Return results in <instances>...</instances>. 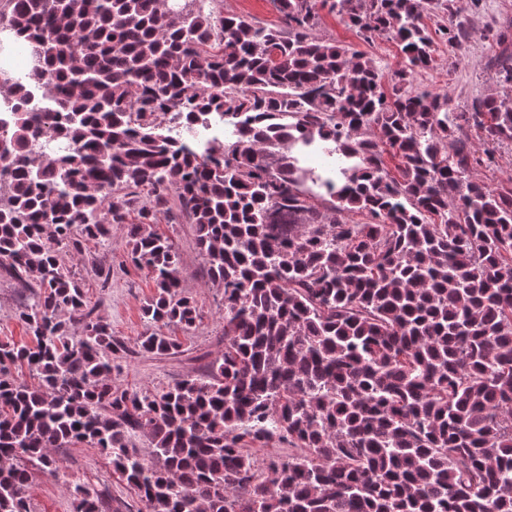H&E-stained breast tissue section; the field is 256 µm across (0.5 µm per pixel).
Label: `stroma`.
Segmentation results:
<instances>
[{"instance_id":"1","label":"stroma","mask_w":512,"mask_h":512,"mask_svg":"<svg viewBox=\"0 0 512 512\" xmlns=\"http://www.w3.org/2000/svg\"><path fill=\"white\" fill-rule=\"evenodd\" d=\"M511 19L512 0H482L480 8L471 16L472 38L458 62L449 64L447 43L436 39L435 65L414 74L413 88L448 90L459 105L470 103L478 96L499 93L500 87L491 70L499 48L487 38L486 30L494 23ZM320 32L338 44L365 51L385 69L394 70L402 65L394 42L387 39L363 42L335 15L323 14ZM158 229L174 239L181 255V290L194 300L202 315L190 335H182L178 328H169V335L179 337L182 342V352L176 356H157L141 352L139 348L142 336L148 331L141 309L154 295L155 288L147 270L127 260L121 231H113L111 247L86 240L79 250L62 256L63 263L78 274L89 306L95 307L97 314L110 324L113 336L128 348L129 354L123 359L120 370L113 373L112 382L130 391L165 387L196 375L224 348V291L206 278L194 225L162 223ZM104 272L109 273V280H101ZM30 297L28 283L0 270V340L18 344L29 342L18 312ZM60 456L62 469L58 475L39 469L32 472L28 494L33 512H71L74 490L78 487L99 494L107 512H112L119 503L137 512L139 502L134 491L96 449L77 444L62 449Z\"/></svg>"}]
</instances>
